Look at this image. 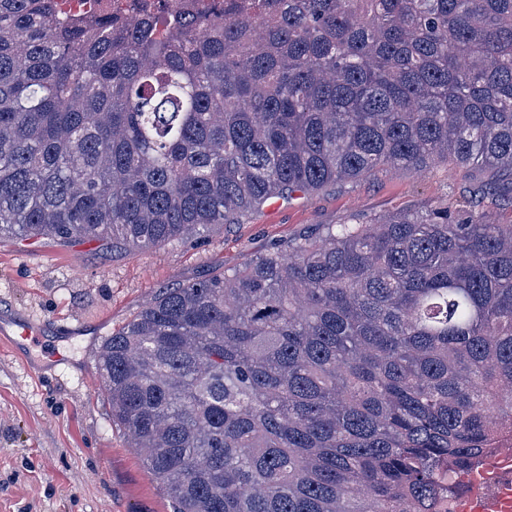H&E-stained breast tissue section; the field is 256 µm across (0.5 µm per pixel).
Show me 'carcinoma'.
<instances>
[{
  "label": "carcinoma",
  "instance_id": "obj_1",
  "mask_svg": "<svg viewBox=\"0 0 512 512\" xmlns=\"http://www.w3.org/2000/svg\"><path fill=\"white\" fill-rule=\"evenodd\" d=\"M443 158L512 166V0H0V237L148 249ZM98 364L174 512H440L512 431V224L329 225L166 289ZM132 1L150 4L155 0H55L57 11L63 14H91L100 11L127 14Z\"/></svg>",
  "mask_w": 512,
  "mask_h": 512
}]
</instances>
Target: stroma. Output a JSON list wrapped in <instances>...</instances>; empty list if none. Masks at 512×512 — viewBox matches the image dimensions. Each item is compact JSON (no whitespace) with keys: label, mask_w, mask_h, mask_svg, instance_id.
<instances>
[{"label":"stroma","mask_w":512,"mask_h":512,"mask_svg":"<svg viewBox=\"0 0 512 512\" xmlns=\"http://www.w3.org/2000/svg\"><path fill=\"white\" fill-rule=\"evenodd\" d=\"M438 203L512 224V173L378 171L292 199L240 223L136 252L102 242L0 239V327L37 324L64 365L33 375L32 359L0 346V512H172L130 448L99 377L97 349L164 289L243 264L330 224H362Z\"/></svg>","instance_id":"obj_1"}]
</instances>
